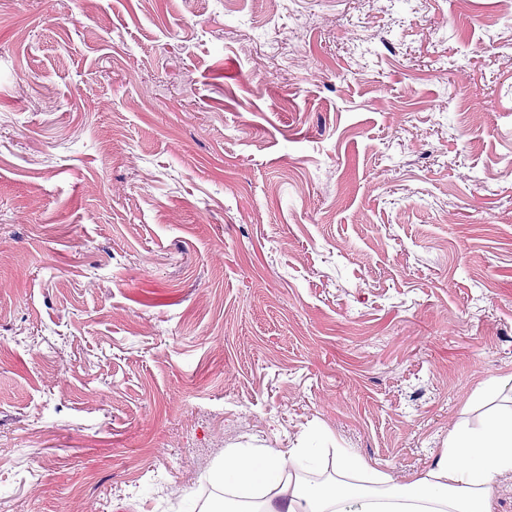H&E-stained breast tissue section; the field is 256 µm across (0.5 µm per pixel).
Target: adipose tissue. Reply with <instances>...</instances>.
<instances>
[{
  "instance_id": "adipose-tissue-1",
  "label": "adipose tissue",
  "mask_w": 512,
  "mask_h": 512,
  "mask_svg": "<svg viewBox=\"0 0 512 512\" xmlns=\"http://www.w3.org/2000/svg\"><path fill=\"white\" fill-rule=\"evenodd\" d=\"M322 450L307 440L291 448H231L209 477L222 484L225 512H495L499 481L512 474V407L488 408L480 426L460 422L432 466L403 481L347 449H336L334 479L291 483L316 469Z\"/></svg>"
}]
</instances>
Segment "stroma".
Here are the masks:
<instances>
[{
	"instance_id": "1",
	"label": "stroma",
	"mask_w": 512,
	"mask_h": 512,
	"mask_svg": "<svg viewBox=\"0 0 512 512\" xmlns=\"http://www.w3.org/2000/svg\"><path fill=\"white\" fill-rule=\"evenodd\" d=\"M508 53L501 0H0V512H198L305 437L409 479L479 424Z\"/></svg>"
}]
</instances>
